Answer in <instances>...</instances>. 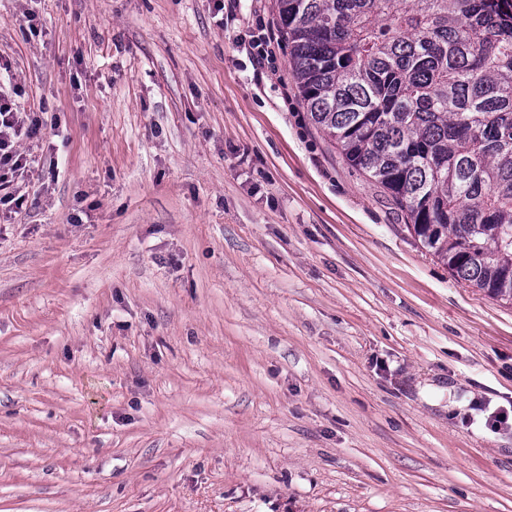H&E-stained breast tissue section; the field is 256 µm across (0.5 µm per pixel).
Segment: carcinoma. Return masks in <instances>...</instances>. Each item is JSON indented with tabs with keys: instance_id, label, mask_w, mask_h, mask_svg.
I'll return each instance as SVG.
<instances>
[{
	"instance_id": "carcinoma-1",
	"label": "carcinoma",
	"mask_w": 512,
	"mask_h": 512,
	"mask_svg": "<svg viewBox=\"0 0 512 512\" xmlns=\"http://www.w3.org/2000/svg\"><path fill=\"white\" fill-rule=\"evenodd\" d=\"M313 123L453 278L512 305V13L502 0H276Z\"/></svg>"
}]
</instances>
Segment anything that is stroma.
I'll list each match as a JSON object with an SVG mask.
<instances>
[{
    "instance_id": "obj_1",
    "label": "stroma",
    "mask_w": 512,
    "mask_h": 512,
    "mask_svg": "<svg viewBox=\"0 0 512 512\" xmlns=\"http://www.w3.org/2000/svg\"><path fill=\"white\" fill-rule=\"evenodd\" d=\"M0 61V512H512V306L311 123L274 0H0ZM42 126L40 117L18 111L0 95V187L13 182L30 166L18 144L24 138L39 141Z\"/></svg>"
}]
</instances>
